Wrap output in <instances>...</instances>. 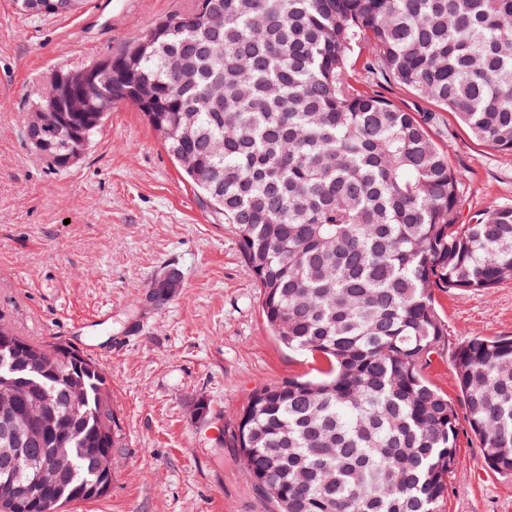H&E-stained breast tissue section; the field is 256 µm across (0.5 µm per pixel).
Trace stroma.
Here are the masks:
<instances>
[{"instance_id":"1","label":"stroma","mask_w":512,"mask_h":512,"mask_svg":"<svg viewBox=\"0 0 512 512\" xmlns=\"http://www.w3.org/2000/svg\"><path fill=\"white\" fill-rule=\"evenodd\" d=\"M192 6L83 0L76 14L37 18L0 0V315L31 340L88 353L120 429L110 492L76 512H272L238 450L216 436L256 389L317 369L271 336L232 228L203 206L142 112L113 106L60 171L25 137L54 72L117 55ZM429 130L461 175L459 221L512 207V153L473 139L445 112ZM172 269L180 288L163 305L145 303L149 284ZM435 303L446 334L424 374L460 411L455 353L471 336H512V280L488 293L439 289ZM456 452L438 512H512V474L487 466L464 421Z\"/></svg>"}]
</instances>
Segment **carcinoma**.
Returning <instances> with one entry per match:
<instances>
[{"label": "carcinoma", "instance_id": "cac0c4a2", "mask_svg": "<svg viewBox=\"0 0 512 512\" xmlns=\"http://www.w3.org/2000/svg\"><path fill=\"white\" fill-rule=\"evenodd\" d=\"M32 17L42 0H14ZM224 17L173 14L112 57L103 91L137 105L212 213L231 226L285 348L327 368L250 396L224 447L278 512H437L457 469V412L424 375L445 336L437 288L512 280V207L457 223L461 177L408 112L351 67L453 113L512 152V0H208ZM26 135L57 170L74 161L46 113ZM0 363L71 435L75 468L42 496L105 481L98 438L115 424L96 362L46 375L41 348L0 322ZM454 369L486 463L512 474V338L470 336Z\"/></svg>", "mask_w": 512, "mask_h": 512}]
</instances>
